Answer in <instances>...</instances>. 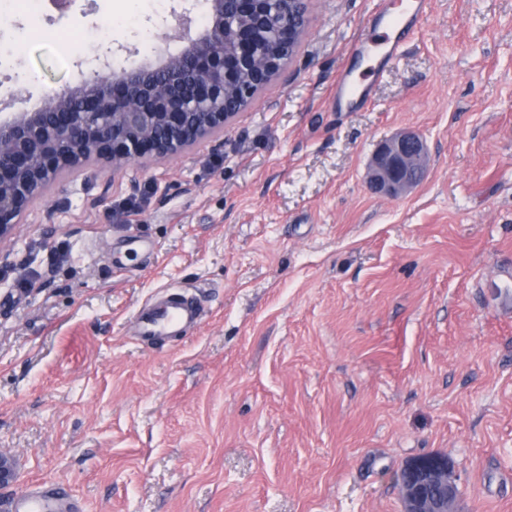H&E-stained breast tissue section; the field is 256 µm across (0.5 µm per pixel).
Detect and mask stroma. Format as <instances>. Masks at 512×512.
Segmentation results:
<instances>
[{
  "mask_svg": "<svg viewBox=\"0 0 512 512\" xmlns=\"http://www.w3.org/2000/svg\"><path fill=\"white\" fill-rule=\"evenodd\" d=\"M430 2L389 67L351 51L376 0H311L219 138L90 162L32 202L0 245V504L58 481L84 512H400L395 473L440 454L458 512H512V0ZM181 6L43 0L0 29L24 44L0 100L21 73L17 111L76 84L93 30L114 64L153 59ZM343 73L370 104L336 111ZM405 129L429 166L387 198L365 169ZM170 286L202 323L139 342Z\"/></svg>",
  "mask_w": 512,
  "mask_h": 512,
  "instance_id": "35a3bbf8",
  "label": "stroma"
}]
</instances>
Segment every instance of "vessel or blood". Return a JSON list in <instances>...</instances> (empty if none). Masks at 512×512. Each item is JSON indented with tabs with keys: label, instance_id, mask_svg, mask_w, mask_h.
<instances>
[{
	"label": "vessel or blood",
	"instance_id": "obj_1",
	"mask_svg": "<svg viewBox=\"0 0 512 512\" xmlns=\"http://www.w3.org/2000/svg\"><path fill=\"white\" fill-rule=\"evenodd\" d=\"M426 9L427 0H409L399 12L393 10L388 0H377L375 17L394 33L388 50L389 60H396L404 42L417 33ZM203 316L204 310L194 296L169 288L142 304L134 315V321L138 336L151 341L184 335ZM10 508L11 512H82L80 502L67 498L63 487L52 482L34 485L17 494Z\"/></svg>",
	"mask_w": 512,
	"mask_h": 512
}]
</instances>
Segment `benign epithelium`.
<instances>
[{"label":"benign epithelium","mask_w":512,"mask_h":512,"mask_svg":"<svg viewBox=\"0 0 512 512\" xmlns=\"http://www.w3.org/2000/svg\"><path fill=\"white\" fill-rule=\"evenodd\" d=\"M210 24L185 34L193 9L179 13L185 45L157 64L112 68L66 86L32 112L0 113V241L13 235L31 203L66 169L92 158L117 171L136 159L180 155L224 131L237 115L224 103V88L238 87L237 101H251L277 77L309 26V0H206ZM284 34L280 53L262 48L271 28ZM252 74L241 82V73ZM424 139L412 131L381 142L368 167L378 193L399 197L427 171ZM398 478L403 512H455L458 497L448 459L427 455L407 462Z\"/></svg>","instance_id":"obj_1"}]
</instances>
